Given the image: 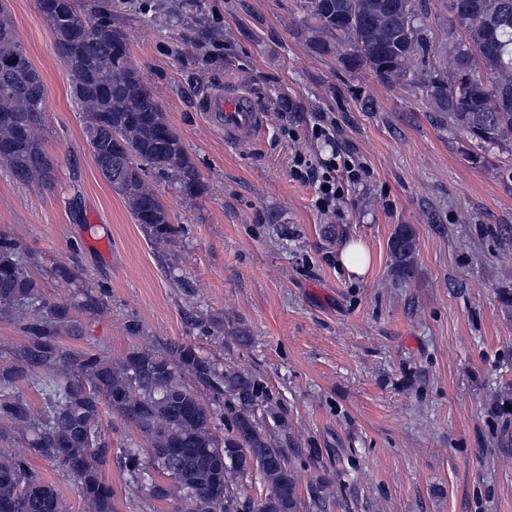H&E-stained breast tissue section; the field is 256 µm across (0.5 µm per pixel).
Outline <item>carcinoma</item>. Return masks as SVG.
I'll return each instance as SVG.
<instances>
[{
  "mask_svg": "<svg viewBox=\"0 0 512 512\" xmlns=\"http://www.w3.org/2000/svg\"><path fill=\"white\" fill-rule=\"evenodd\" d=\"M38 10L55 35L72 92L86 110V137L104 180L128 206L156 245L173 241L180 226L144 176L173 180L196 196L201 175L186 154L150 87L133 62L124 34L111 14L86 12L76 0ZM309 43L320 53H338L342 67L386 84L416 76L437 57L423 25L424 0H304ZM91 32L81 36L76 24ZM446 64L429 79L436 124L464 134L482 151L512 154V0H448ZM466 70L465 87L455 88ZM46 101L40 74L25 54L11 15L0 0V160L20 181L51 188L58 160L40 135L43 116L34 101ZM390 250L394 272L409 273L416 251L411 231L399 227ZM0 312L22 315L27 343L0 362V423L23 434L29 455L46 458L78 482L84 512H112V488L101 471L117 461L129 490L148 489L170 502L171 512H300L301 496L289 467L281 411L256 410L268 400L257 378L199 354L190 344L168 353L136 349L113 361L99 351L75 354L59 330L71 323V307L49 300L22 268L14 244L0 240ZM26 381L43 395L33 410L9 392ZM108 405L134 426L144 444L112 453L100 415ZM257 473L269 491L258 502H240L229 488ZM0 512H66L55 487L32 469L28 455L0 450Z\"/></svg>",
  "mask_w": 512,
  "mask_h": 512,
  "instance_id": "1",
  "label": "carcinoma"
}]
</instances>
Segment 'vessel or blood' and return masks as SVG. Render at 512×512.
Wrapping results in <instances>:
<instances>
[{"label":"vessel or blood","mask_w":512,"mask_h":512,"mask_svg":"<svg viewBox=\"0 0 512 512\" xmlns=\"http://www.w3.org/2000/svg\"><path fill=\"white\" fill-rule=\"evenodd\" d=\"M202 108L224 129V142L239 146L258 139L264 132V115L254 100L232 85L213 87L202 98Z\"/></svg>","instance_id":"1"}]
</instances>
